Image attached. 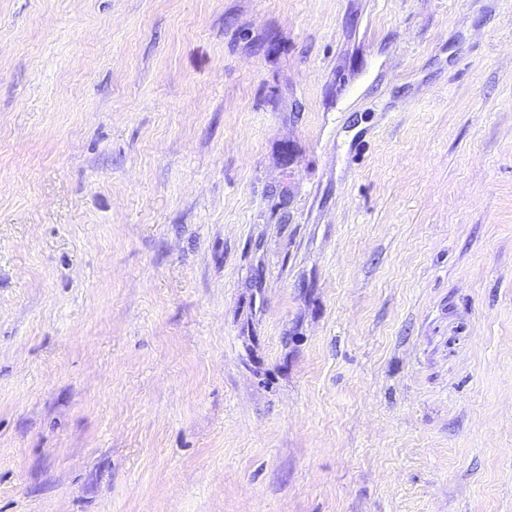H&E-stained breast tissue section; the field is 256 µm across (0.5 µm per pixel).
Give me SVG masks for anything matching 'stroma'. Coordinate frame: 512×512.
Returning <instances> with one entry per match:
<instances>
[{
  "mask_svg": "<svg viewBox=\"0 0 512 512\" xmlns=\"http://www.w3.org/2000/svg\"><path fill=\"white\" fill-rule=\"evenodd\" d=\"M0 512H512V0H0Z\"/></svg>",
  "mask_w": 512,
  "mask_h": 512,
  "instance_id": "obj_1",
  "label": "stroma"
}]
</instances>
